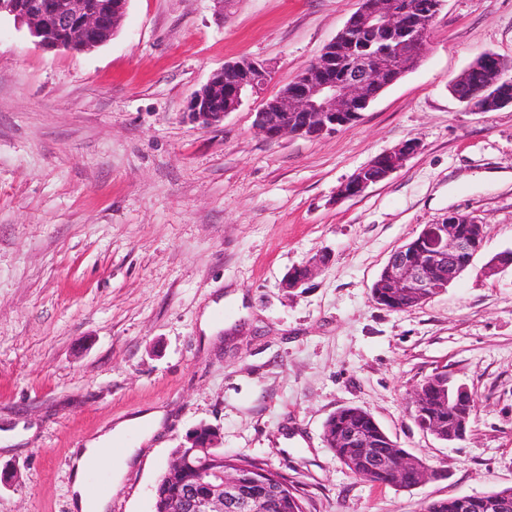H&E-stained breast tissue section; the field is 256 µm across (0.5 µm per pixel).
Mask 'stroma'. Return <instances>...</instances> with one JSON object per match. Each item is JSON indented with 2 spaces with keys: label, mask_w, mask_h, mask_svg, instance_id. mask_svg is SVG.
Returning a JSON list of instances; mask_svg holds the SVG:
<instances>
[{
  "label": "stroma",
  "mask_w": 512,
  "mask_h": 512,
  "mask_svg": "<svg viewBox=\"0 0 512 512\" xmlns=\"http://www.w3.org/2000/svg\"><path fill=\"white\" fill-rule=\"evenodd\" d=\"M358 0H129L85 52L47 49L0 16V512H73L74 451L165 410L111 512H154L153 487L200 425L225 454L265 463L306 512H423L512 487V106L474 113L449 92L478 53L512 63V0H445L420 64L360 119L320 137L265 139L250 97L217 126L186 112L224 63L288 83ZM420 149L356 198L340 188L379 153ZM487 224L458 282L395 312L371 287L393 250L449 212ZM327 261L302 287L286 273ZM243 296L242 304L232 294ZM223 299L220 332L199 327ZM445 372L475 399L445 443L418 427L414 389ZM373 415L439 477L403 489L352 473L326 447L340 408Z\"/></svg>",
  "instance_id": "obj_1"
}]
</instances>
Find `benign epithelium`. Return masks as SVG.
I'll use <instances>...</instances> for the list:
<instances>
[{
    "label": "benign epithelium",
    "mask_w": 512,
    "mask_h": 512,
    "mask_svg": "<svg viewBox=\"0 0 512 512\" xmlns=\"http://www.w3.org/2000/svg\"><path fill=\"white\" fill-rule=\"evenodd\" d=\"M443 0H360L359 9L336 37L313 60L255 113L254 126L269 141L285 136L320 137L359 119L369 103L411 70L423 57L433 22ZM128 0H0L6 13L27 24L32 36L47 48L86 51L107 42L124 17ZM508 65L497 54L485 51L450 85V92L475 112L512 106V94L499 89V77ZM270 82L264 64L250 60L227 63L215 71L207 84L188 102L191 118L208 127L238 109L245 98L261 93ZM420 144L411 139L378 154L359 168L342 186L341 195L355 198L400 170L416 154ZM487 237L483 224L461 212H451L439 224H427L419 235L395 249L372 285L374 301L416 306L444 292L472 265ZM324 263L319 258L291 269L283 286L295 289L308 281L313 269ZM512 267V251L502 252L482 268L492 276ZM448 374L439 375L431 388L413 392L411 404L418 408L436 391L448 393ZM469 390L460 386L461 408L452 421L442 415L431 417L421 430L447 442L462 440L470 429ZM375 419L360 429L347 423L323 437L347 448H361L355 473L389 474L391 485H401V476L415 473V488L438 475L423 459L390 448L380 451ZM191 447H220L213 428L200 426L187 437ZM183 469L181 454L172 455L168 465L171 487L169 507L173 512H268L266 492L245 489L242 470L222 467L211 459L201 460L189 485L175 478Z\"/></svg>",
    "instance_id": "7a95c632"
}]
</instances>
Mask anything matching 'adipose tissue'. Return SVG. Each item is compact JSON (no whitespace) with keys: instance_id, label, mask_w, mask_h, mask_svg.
Returning a JSON list of instances; mask_svg holds the SVG:
<instances>
[{"instance_id":"ef3b65f1","label":"adipose tissue","mask_w":512,"mask_h":512,"mask_svg":"<svg viewBox=\"0 0 512 512\" xmlns=\"http://www.w3.org/2000/svg\"><path fill=\"white\" fill-rule=\"evenodd\" d=\"M165 421L163 411L156 410L137 418L118 423L114 428L86 441L84 448L78 449L71 471L72 500L78 512H107L110 497L106 494H93L89 491L90 474L98 469H107L110 479L121 481L137 460L136 447L127 445L129 433H139L141 441H149L162 430ZM122 444L120 453H113V444Z\"/></svg>"}]
</instances>
